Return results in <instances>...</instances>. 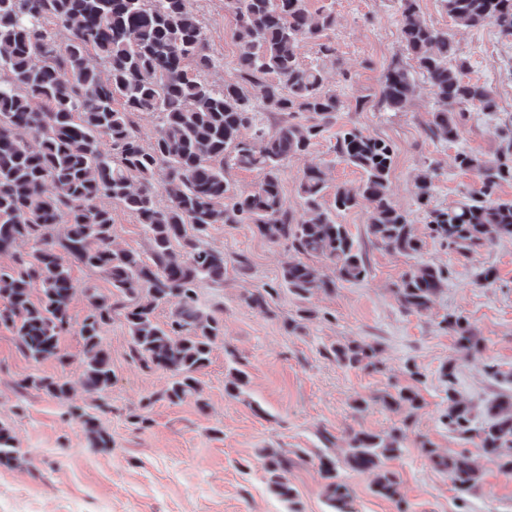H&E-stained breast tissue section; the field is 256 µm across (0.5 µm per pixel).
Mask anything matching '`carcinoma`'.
Wrapping results in <instances>:
<instances>
[{"label":"carcinoma","mask_w":512,"mask_h":512,"mask_svg":"<svg viewBox=\"0 0 512 512\" xmlns=\"http://www.w3.org/2000/svg\"><path fill=\"white\" fill-rule=\"evenodd\" d=\"M453 21L465 28L487 24L512 37V0H441ZM404 50L426 79L438 109L432 112L431 138L459 137L463 113L458 107L494 112L498 103L485 83L465 79L469 64L446 31L420 16L419 0H397ZM237 18V79L215 85L203 74L215 66L203 27L186 0H0V253L21 242L31 252L0 267V322L15 330L21 351L40 362H64L59 338L71 327L69 302L75 291L70 264L96 270L112 283L117 300L88 294V313L79 325L83 341L82 384L89 391L112 385L110 357L101 331L112 312L123 311L129 328L131 357L148 369L169 375L163 398L172 404L201 398L197 374L210 362L223 337L219 318L205 311L197 295L204 279L224 282V254L208 247L214 224L249 223L273 242L286 241L299 255L288 262L281 285L302 299L336 282H357L368 272L364 254L337 217L363 206L367 233L397 253H421L425 241L415 234L407 215L390 197L394 152L385 140L356 128L336 138V154L362 171L361 184L336 187L334 210L324 207L325 178L319 165L303 172L301 214L290 211L281 187L284 164L309 151L325 126L343 108L336 93L325 89L323 70L300 61L301 43L315 40L336 25L330 11L315 13L307 0H229ZM95 56L104 70L89 62ZM414 91L412 74L395 63L383 75L381 97L389 109L405 108ZM262 99L280 115L273 129L256 120L253 100ZM307 112L312 124L295 121ZM157 119L153 141L144 145L135 118ZM251 127L252 139L241 130ZM506 150L493 161L460 152L458 168L474 173L480 189L468 201L430 211V238L461 254L512 237V201L496 197L498 186L512 182V131L502 133ZM229 166L258 168L257 188L236 193L224 176ZM434 173L418 176L417 198L428 205ZM164 192L168 203L156 202ZM108 198L129 211L145 228L149 257L117 249L112 242V214L99 204ZM67 224L64 238L55 234ZM325 258L335 278L324 277L307 262ZM42 297L31 300V285ZM448 281V271L428 264L413 268L396 285L400 304L423 312ZM275 287L250 294L246 304L268 312ZM176 301L169 320H156L157 308ZM444 328L457 336L458 347L477 346L469 324L453 314ZM336 362L351 368L375 366V349L353 340L331 347ZM448 411L442 420L462 438L476 433L477 454L493 459L512 475V396L491 406L487 426L472 427L470 407L458 398L455 366L448 364ZM247 373L229 369L224 391L241 395ZM22 388L64 396L69 382L31 374ZM389 408H420L417 392L400 388L381 398ZM71 414L81 420L91 443L107 448L111 438L96 418L80 406ZM403 451L399 436L354 432L348 437L344 465L374 475L372 490L401 505L396 473L387 461ZM429 461L448 472L461 491L477 480L473 453L443 457L422 443ZM274 495L299 512L297 492L288 479L291 459L275 448L259 453ZM19 460L11 428L0 423V466ZM324 493L333 512H355L347 484L339 479L336 457H319Z\"/></svg>","instance_id":"cac0c4a2"}]
</instances>
